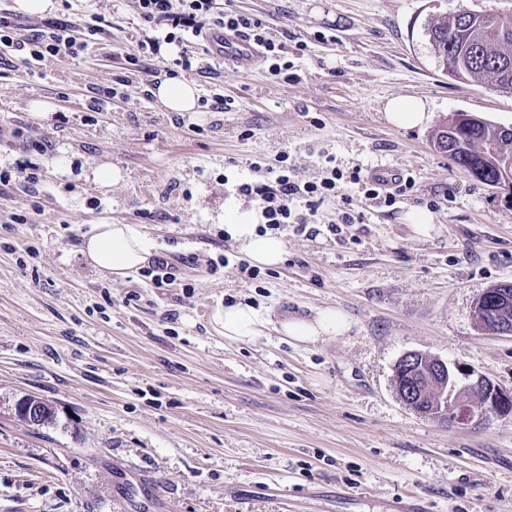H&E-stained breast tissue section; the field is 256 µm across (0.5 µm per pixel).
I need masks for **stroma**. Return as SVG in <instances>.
Segmentation results:
<instances>
[{
	"instance_id": "obj_1",
	"label": "stroma",
	"mask_w": 512,
	"mask_h": 512,
	"mask_svg": "<svg viewBox=\"0 0 512 512\" xmlns=\"http://www.w3.org/2000/svg\"><path fill=\"white\" fill-rule=\"evenodd\" d=\"M52 3L17 14L20 33L79 30L89 11L105 23L82 57L32 72L0 62V122L24 144L0 143V168L13 170L0 186V512H282L285 489L299 512H392L410 494L426 512H512V417L441 424L404 405L393 381L401 355L419 351L512 390V337L472 320L481 293L512 282V189L477 182L432 145L457 112L512 127V92L451 78L424 34L460 10L510 14L512 0H234L288 46L305 44L294 76L260 61L213 77L182 70L199 96L218 86L232 102L182 113L145 94L176 51L141 56L135 0ZM116 79L123 97L86 111L92 88ZM407 97L428 103L426 125L386 120L387 101ZM329 155L341 171L384 167L415 186L392 209L355 188L325 200L318 235L284 231V262L241 274L216 220L232 182L282 159L317 181ZM26 161L38 185L15 170ZM103 164L121 172L107 188L92 175ZM347 208L363 223L330 235ZM424 211L426 235L409 220ZM112 223L141 225L191 296L91 266L83 244ZM236 303L276 322L333 309L347 329L234 341L212 315ZM28 395L54 408L52 423L19 418Z\"/></svg>"
}]
</instances>
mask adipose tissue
Wrapping results in <instances>:
<instances>
[{
  "label": "adipose tissue",
  "mask_w": 512,
  "mask_h": 512,
  "mask_svg": "<svg viewBox=\"0 0 512 512\" xmlns=\"http://www.w3.org/2000/svg\"><path fill=\"white\" fill-rule=\"evenodd\" d=\"M224 210L233 217L225 230L240 251L259 266L280 265L286 254L283 242L259 234L253 213L240 210L236 202H228ZM153 241L134 224H99L84 245L83 253L90 265L123 278L141 267L152 255ZM224 337L250 340L263 335L270 323L259 310L246 304H233L217 310L213 316ZM345 327L341 316L326 310L312 320H284L279 331L291 339L309 342L323 336H333Z\"/></svg>",
  "instance_id": "obj_1"
}]
</instances>
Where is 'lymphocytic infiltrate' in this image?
Instances as JSON below:
<instances>
[{
  "instance_id": "f902f5d3",
  "label": "lymphocytic infiltrate",
  "mask_w": 512,
  "mask_h": 512,
  "mask_svg": "<svg viewBox=\"0 0 512 512\" xmlns=\"http://www.w3.org/2000/svg\"><path fill=\"white\" fill-rule=\"evenodd\" d=\"M137 3L141 25L156 32L155 37L141 41L140 47L145 52H155L160 43L175 42L184 48L199 46L204 55L220 60L224 50L219 41L230 32L259 48L261 59L272 75L287 77L292 68L287 45L271 37L261 19L227 8L222 0H137ZM88 47L87 41L77 40L70 26L62 23H50L45 29L18 37L11 12L0 8V60L14 57L26 69L34 70L58 56H75ZM264 174V184L242 181L237 183V191L258 197L268 230L277 231L293 224L298 231L312 236L317 230L310 222L318 205L341 188L357 187L366 200L390 207L414 186L411 177L400 176L395 178L393 188L385 190L358 168L348 172L333 169L314 182L296 179L281 166L265 168Z\"/></svg>"
}]
</instances>
